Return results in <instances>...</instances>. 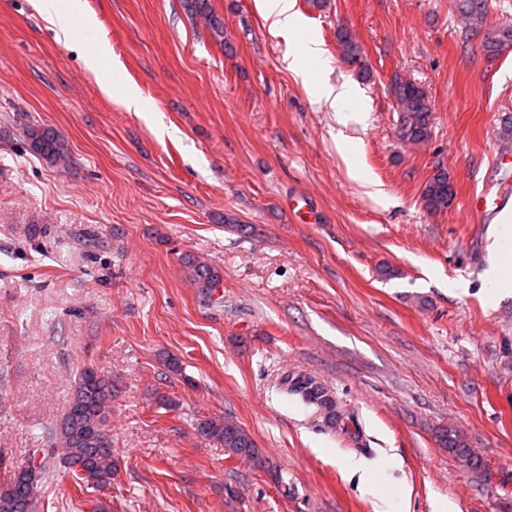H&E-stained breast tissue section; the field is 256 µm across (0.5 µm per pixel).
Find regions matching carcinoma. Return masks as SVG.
Wrapping results in <instances>:
<instances>
[{
  "label": "carcinoma",
  "mask_w": 512,
  "mask_h": 512,
  "mask_svg": "<svg viewBox=\"0 0 512 512\" xmlns=\"http://www.w3.org/2000/svg\"><path fill=\"white\" fill-rule=\"evenodd\" d=\"M188 11L200 18L215 33H220L221 22L211 12L208 0H186ZM487 0H458L462 23L471 31L478 30L486 16ZM342 54L351 62L359 60L361 47L346 30L336 34ZM512 45V28L494 31L484 40V49L495 56ZM393 91L400 105L399 135L410 143H421L431 134L432 106L418 84L397 78ZM28 150L45 162L65 164L67 148L60 134L48 126L32 125L25 130ZM448 173L439 170L426 183L422 199L427 210L436 212L448 208ZM189 277L206 297L220 286L223 275L206 261L192 256L184 260ZM282 392L298 399L318 412L330 413L335 401L329 392L314 378L305 374L290 373L279 382ZM112 376L95 364L84 365L77 373L69 396L68 406L47 442L59 446L62 452L51 455V460L33 469L12 467L0 458L4 477L0 480V512H34L42 481L51 461H56L74 479L82 490L103 491L112 488L116 461L112 454V441L108 440L106 423L112 413ZM197 433L205 440L224 447L229 456L247 457L261 468L270 467L269 459L257 448L249 433L235 422L224 417H208L196 424ZM443 444L462 460H469L468 450L460 436L450 431L443 436Z\"/></svg>",
  "instance_id": "obj_1"
}]
</instances>
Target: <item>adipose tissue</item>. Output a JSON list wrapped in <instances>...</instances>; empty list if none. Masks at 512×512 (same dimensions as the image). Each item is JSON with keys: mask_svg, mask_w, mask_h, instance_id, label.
Masks as SVG:
<instances>
[{"mask_svg": "<svg viewBox=\"0 0 512 512\" xmlns=\"http://www.w3.org/2000/svg\"><path fill=\"white\" fill-rule=\"evenodd\" d=\"M259 6L271 30L288 45L291 70L304 84L325 98L334 111H348L353 92L345 86L334 87L328 80L322 79L321 74L328 69L329 63L315 40L300 39L303 21L294 9V0H260ZM41 8L54 25L59 41L68 45L78 42L79 33L73 19L82 9L81 0H41Z\"/></svg>", "mask_w": 512, "mask_h": 512, "instance_id": "1", "label": "adipose tissue"}]
</instances>
